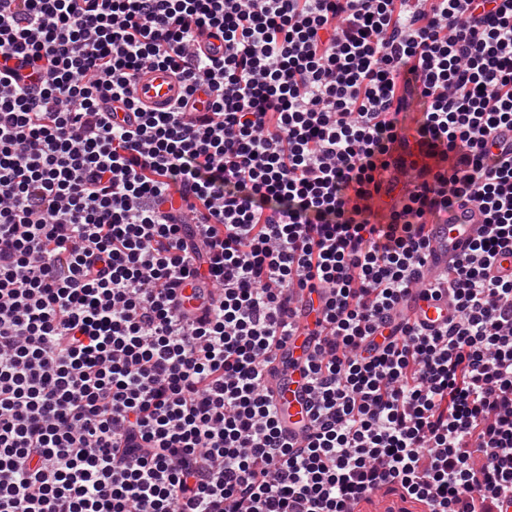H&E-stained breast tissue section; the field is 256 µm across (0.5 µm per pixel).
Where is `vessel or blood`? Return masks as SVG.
Returning <instances> with one entry per match:
<instances>
[{"label":"vessel or blood","mask_w":512,"mask_h":512,"mask_svg":"<svg viewBox=\"0 0 512 512\" xmlns=\"http://www.w3.org/2000/svg\"><path fill=\"white\" fill-rule=\"evenodd\" d=\"M181 93L180 83L165 69L142 73L133 86V95L140 105L156 111L167 108ZM484 221L479 207L469 204L449 212L447 223L430 225L426 278L446 271L464 248L478 237ZM405 315L413 323L439 327L448 318V300L444 297L436 300L409 298L405 304ZM315 348L310 337H290L277 351L263 376V384L279 408V425L288 439L295 442L301 441L310 431V392L299 366Z\"/></svg>","instance_id":"b4317fda"}]
</instances>
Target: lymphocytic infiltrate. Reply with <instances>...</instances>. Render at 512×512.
<instances>
[{"label": "lymphocytic infiltrate", "mask_w": 512, "mask_h": 512, "mask_svg": "<svg viewBox=\"0 0 512 512\" xmlns=\"http://www.w3.org/2000/svg\"><path fill=\"white\" fill-rule=\"evenodd\" d=\"M154 68L163 112L133 97ZM503 126L512 0H0V512H496ZM461 201L484 233L421 287ZM416 289L448 294L436 331L400 316ZM312 294L297 446L260 379ZM182 92L174 75L158 68L142 73L133 86V95L140 105L156 111L167 108Z\"/></svg>", "instance_id": "1"}]
</instances>
